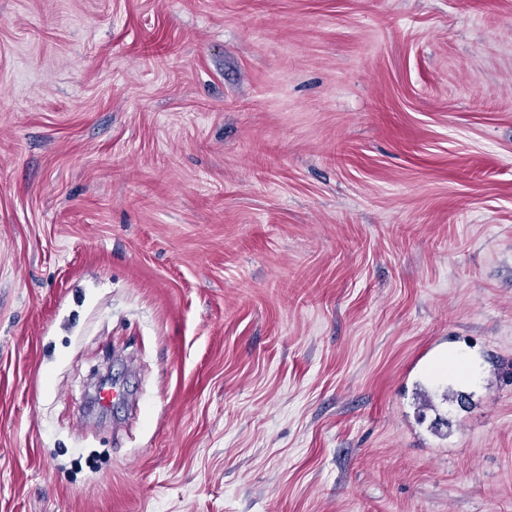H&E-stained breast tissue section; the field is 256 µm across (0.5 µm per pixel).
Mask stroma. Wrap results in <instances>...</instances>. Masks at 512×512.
<instances>
[{
    "label": "stroma",
    "mask_w": 512,
    "mask_h": 512,
    "mask_svg": "<svg viewBox=\"0 0 512 512\" xmlns=\"http://www.w3.org/2000/svg\"><path fill=\"white\" fill-rule=\"evenodd\" d=\"M0 512H512V0H0Z\"/></svg>",
    "instance_id": "35a3bbf8"
}]
</instances>
